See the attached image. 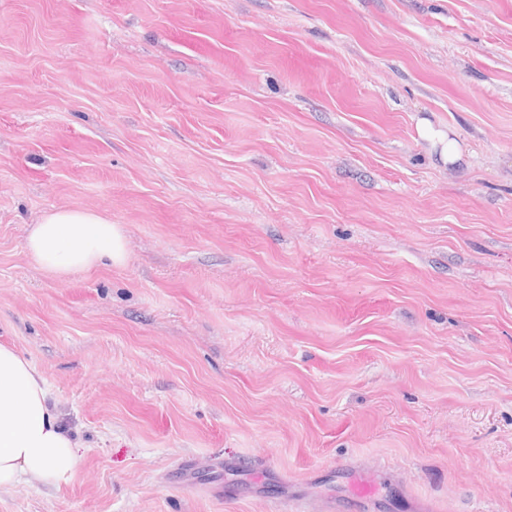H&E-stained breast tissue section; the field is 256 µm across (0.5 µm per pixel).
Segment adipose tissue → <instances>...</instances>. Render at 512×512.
I'll return each instance as SVG.
<instances>
[{
  "mask_svg": "<svg viewBox=\"0 0 512 512\" xmlns=\"http://www.w3.org/2000/svg\"><path fill=\"white\" fill-rule=\"evenodd\" d=\"M26 250L58 278L102 263L124 264L121 225L88 210L57 209L31 225ZM77 443L61 426L41 372L15 350L0 346V490L34 478L54 485L73 474Z\"/></svg>",
  "mask_w": 512,
  "mask_h": 512,
  "instance_id": "ef3b65f1",
  "label": "adipose tissue"
}]
</instances>
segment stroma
Here are the masks:
<instances>
[{"instance_id": "35a3bbf8", "label": "stroma", "mask_w": 512, "mask_h": 512, "mask_svg": "<svg viewBox=\"0 0 512 512\" xmlns=\"http://www.w3.org/2000/svg\"><path fill=\"white\" fill-rule=\"evenodd\" d=\"M0 344L80 445L0 512H512V0H0ZM422 133L431 140H438L445 143L444 156L448 163H454L461 158V152L457 143L440 130H435L429 122L424 121L422 125ZM26 250L42 270L64 279L101 263L123 265L126 237L119 224L88 210L56 209L31 224Z\"/></svg>"}]
</instances>
